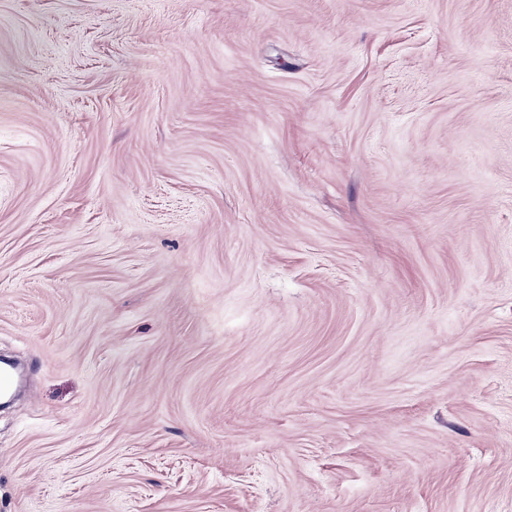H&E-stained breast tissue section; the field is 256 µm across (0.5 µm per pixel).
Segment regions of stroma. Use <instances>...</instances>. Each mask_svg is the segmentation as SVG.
I'll return each instance as SVG.
<instances>
[{"mask_svg": "<svg viewBox=\"0 0 512 512\" xmlns=\"http://www.w3.org/2000/svg\"><path fill=\"white\" fill-rule=\"evenodd\" d=\"M0 512H512V0H0Z\"/></svg>", "mask_w": 512, "mask_h": 512, "instance_id": "35a3bbf8", "label": "stroma"}]
</instances>
